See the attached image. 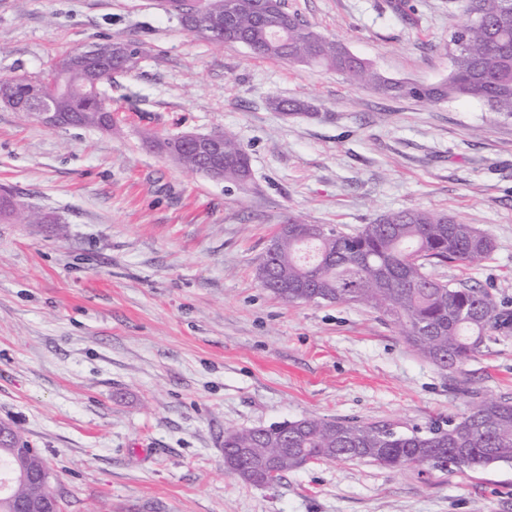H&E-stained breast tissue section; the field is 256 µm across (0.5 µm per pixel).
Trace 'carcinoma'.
<instances>
[{"instance_id":"obj_1","label":"carcinoma","mask_w":512,"mask_h":512,"mask_svg":"<svg viewBox=\"0 0 512 512\" xmlns=\"http://www.w3.org/2000/svg\"><path fill=\"white\" fill-rule=\"evenodd\" d=\"M206 15L224 21L222 42L243 33L255 43L254 53L333 70L353 84L366 85L393 97L423 103L476 97L492 111L512 116V0H458L468 22L451 37L452 70L444 84L417 89L389 81L369 65L351 59L337 41L316 33L291 13L285 0H204ZM112 56V73L135 69L145 55L124 60L121 43L102 42ZM56 57L46 76L0 79V90L12 108L28 105L36 89L56 102L64 125L112 131V100L99 93L88 97L83 79L71 74L58 92ZM224 138V180L240 186L251 179L249 157L229 133ZM0 220L39 223L41 216L10 204L0 195ZM257 268L263 288L287 304H359L398 322L407 343L439 369L456 372L481 352L492 333L512 328V312L483 288L433 278V263L474 265L490 258L492 238L473 224L444 213L406 208L378 216L354 235L323 224H306L290 214L270 241ZM250 449L243 482L266 486L314 461L365 460L396 469L408 464L440 473L512 464V403L482 399L468 414L447 426L400 433L387 425L315 416L249 429H224V465L231 468ZM43 494L38 485L12 486L0 494V512H18L23 498Z\"/></svg>"}]
</instances>
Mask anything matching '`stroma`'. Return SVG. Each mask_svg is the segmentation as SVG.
I'll return each instance as SVG.
<instances>
[{
    "label": "stroma",
    "instance_id": "1",
    "mask_svg": "<svg viewBox=\"0 0 512 512\" xmlns=\"http://www.w3.org/2000/svg\"><path fill=\"white\" fill-rule=\"evenodd\" d=\"M384 76L447 79L457 0H285ZM137 41L113 76L111 131L0 106V194L39 224L0 222V423L47 460L63 512H512V465L442 474L321 461L272 488L224 466V429L302 416L424 431L480 399L512 402V332L455 373L354 304H286L256 268L287 213L355 231L405 208L445 212L495 249L434 277L512 310V117L474 98L425 104L335 71L184 31L161 0H0V77ZM275 98L306 109L284 114ZM233 134L244 186L147 146Z\"/></svg>",
    "mask_w": 512,
    "mask_h": 512
}]
</instances>
